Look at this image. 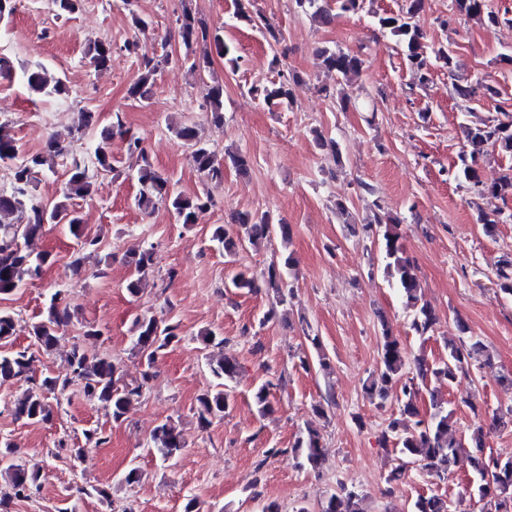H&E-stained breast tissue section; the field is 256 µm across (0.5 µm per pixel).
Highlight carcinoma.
I'll list each match as a JSON object with an SVG mask.
<instances>
[{
	"instance_id": "carcinoma-1",
	"label": "carcinoma",
	"mask_w": 512,
	"mask_h": 512,
	"mask_svg": "<svg viewBox=\"0 0 512 512\" xmlns=\"http://www.w3.org/2000/svg\"><path fill=\"white\" fill-rule=\"evenodd\" d=\"M81 0H53V11L58 18H67L80 8ZM296 8L304 13H312L323 24L333 21V16L319 6V0H294ZM424 0H406L398 11L377 17L382 30L397 37L406 60L418 84L428 81L431 60L443 63L448 73L454 77L453 91L456 98L464 103L492 98L497 89L481 81H469L461 74V62L452 48L441 46L428 50L426 34L416 22L423 8ZM450 11L455 14L484 17L491 25H512V8L491 10L486 0H451ZM236 18L249 25L262 24L269 38L281 44L275 29L262 18L251 14L245 6H240ZM177 32H169L162 39V47L169 41L181 40L185 50V60L189 71L201 73L211 63L212 55L224 59L225 65L235 70L239 58L234 55L231 45L226 42L218 28H210L207 22L196 16L190 7L183 8L176 19ZM112 42L102 39L88 40L84 55L89 66L103 70L112 59ZM320 56L324 67L336 76L348 79L358 73L363 59L358 55L340 49L323 48ZM169 59V54L140 57V76L129 88V96L147 102L153 96L154 76L160 65ZM22 77L29 91L38 99L54 98L66 92L64 81L49 74L42 64L21 66ZM250 93L260 99L272 112L292 105L288 84L279 81L262 88L252 87ZM209 112L216 121L224 119V87L217 83L210 91ZM99 132L100 142L96 146L93 159L96 167L106 173L112 172V155L107 145L116 134L124 138L129 155L138 160L137 180L140 184L137 204L147 214L158 206L165 207L180 224H194L198 214L210 204L207 195L188 196L173 189L168 178L156 171L149 162L144 139L126 128L121 113L116 112L112 123L100 126L96 113L81 110L75 132L83 134L88 130ZM463 133L469 152L459 157L465 180L477 195L491 194L503 199L512 197V173L504 174L498 181L488 185L479 174L478 162L489 146L512 156V113L498 112L496 116L478 123L463 125ZM178 138L192 148L190 159L197 172L208 180L220 183L224 180V163L202 141L193 125H179L175 128ZM70 155L67 145L51 139L43 151L29 154L15 137L12 125L0 122V163L10 165V188L0 191V299L11 295L26 282L40 277L44 267L50 262L47 252L35 253L29 248L31 240L40 235L45 226L65 224L70 234L78 241L80 251L95 253L100 240L85 233L84 220L79 211L73 208L70 200L84 198L92 194V182L84 162L74 158L67 169L68 179L62 199L45 201L37 194L40 177L55 172L56 159ZM376 231L386 260L385 269L391 283L399 289L406 307L413 311L411 327L419 336L434 331L438 318L428 303L422 301L420 285L413 272L412 261L404 256L400 243L398 225L388 215L376 219ZM289 236L288 225L275 221L270 212L249 209L237 211L229 224H216L211 228V241L224 249V256L233 259L245 244H253L272 232ZM132 271L126 290L135 296L142 290L146 278L153 273V251L150 248L128 250L123 257ZM291 267V257L287 256L272 262L267 269L264 281L276 293L277 303L286 301L282 292L283 276ZM500 288L512 295V260H505L497 270ZM230 287L240 292H251L258 287V280L247 270L238 271L231 279ZM64 294L56 291L39 321L31 324L29 335L45 352H51L57 345L65 328L71 322L68 305L62 303ZM17 320L13 312L0 308V341L7 342L16 334ZM137 336L133 351L140 359L139 377L128 378L110 354H89L75 344L67 355L68 376H46L35 384V389L25 393L14 403L15 419L27 423H50L54 417L53 404L60 403L74 386L80 388L84 397L101 405L112 413L116 422L122 420L132 402L142 396L143 389L152 379L151 369L155 355L161 349L182 340L180 324L155 315L143 316L136 320ZM383 344L380 367L375 376L364 384V393L370 400H378L383 405L392 387L398 385L400 417L389 421L381 433L384 444H392L405 458L406 463H419L440 478H445L456 470L467 467L473 475L472 491L481 504L480 512H512V457L501 458L489 454L474 456L466 447L485 446L483 427L475 428L469 437L458 435L455 410L450 402L438 395V389L451 387L458 376L469 371L471 361L480 357L491 362V356L478 340L447 344L448 356L444 359L427 361L416 359L415 374L406 382H401L405 366V352L400 342L390 335L387 324L381 323ZM31 356L28 351L16 350L0 354V382L28 376ZM213 375L220 379L216 389L198 398L197 419L199 427L207 428L212 420L224 417L231 404V393L227 382L236 377L237 364L224 357L209 359ZM271 382L262 383L255 390L254 400L258 412L266 416L271 411L269 391ZM429 395L430 409L420 414L416 402L421 393ZM186 447L185 440L177 426L167 420L158 424L151 435V449L163 460L177 456ZM295 452L303 461L315 466L320 461L321 438L313 429H308L299 439ZM13 453L9 442L0 440V473L7 474L9 490L0 491V512H12L14 501L27 499L39 485L40 472L30 471L25 466L10 459ZM364 497L355 491L331 494L322 512H364ZM411 512H450L448 498L437 495H420L414 501Z\"/></svg>"
}]
</instances>
